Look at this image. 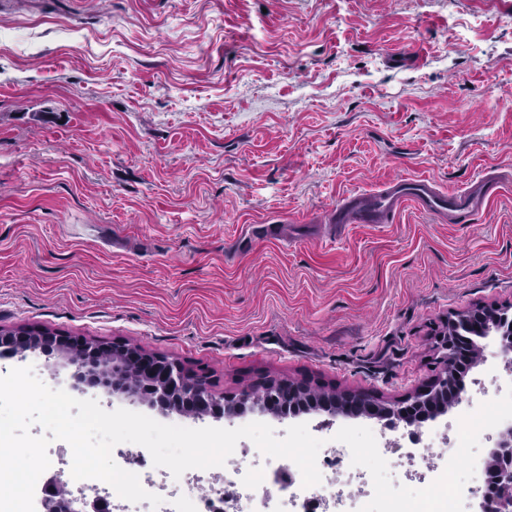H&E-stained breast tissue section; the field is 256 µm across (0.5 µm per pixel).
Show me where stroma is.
<instances>
[{
    "instance_id": "1",
    "label": "stroma",
    "mask_w": 512,
    "mask_h": 512,
    "mask_svg": "<svg viewBox=\"0 0 512 512\" xmlns=\"http://www.w3.org/2000/svg\"><path fill=\"white\" fill-rule=\"evenodd\" d=\"M502 182L447 222L319 234L345 194L400 176ZM248 224H283L227 259ZM512 303V0H0V330L123 342L231 398L271 379L394 402L444 369L450 315ZM461 402L512 398L497 334ZM54 389L166 423L79 383L66 356L0 359ZM360 447L379 418L248 413Z\"/></svg>"
}]
</instances>
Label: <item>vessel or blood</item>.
I'll list each match as a JSON object with an SVG mask.
<instances>
[{
    "mask_svg": "<svg viewBox=\"0 0 512 512\" xmlns=\"http://www.w3.org/2000/svg\"><path fill=\"white\" fill-rule=\"evenodd\" d=\"M495 188L489 180L475 190L446 192L424 177H398L378 190L343 196L333 208L330 222L340 229L349 224H386L407 204L435 215L470 214L486 204ZM282 238V225L254 224L238 237L236 247L242 250L257 239L275 242Z\"/></svg>",
    "mask_w": 512,
    "mask_h": 512,
    "instance_id": "vessel-or-blood-1",
    "label": "vessel or blood"
}]
</instances>
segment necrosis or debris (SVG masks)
<instances>
[{"instance_id": "necrosis-or-debris-1", "label": "necrosis or debris", "mask_w": 512, "mask_h": 512, "mask_svg": "<svg viewBox=\"0 0 512 512\" xmlns=\"http://www.w3.org/2000/svg\"><path fill=\"white\" fill-rule=\"evenodd\" d=\"M511 417L512 402L490 412L470 413L440 451L435 450L428 433L420 430L403 435L400 443H387L382 451L396 453L390 466L400 470L401 482L382 494L373 491L378 480L373 471H346V460L357 456L358 450L344 444L319 452L321 482L311 487L303 485L301 472L291 461L279 463L269 457L253 472L231 457L223 467L190 469L176 478L168 469L154 466L143 453L113 449L115 463L136 473L147 492L161 497V504L155 507L146 501L122 499L106 482L75 480L71 475L73 453L62 448L56 457L62 474L58 500L71 512H80V503L92 496L108 501L111 512H469L484 484L488 460L469 455L468 449L491 423ZM450 455L463 457L466 480L457 479L449 470L446 458ZM342 482L354 483V491L346 495L337 492Z\"/></svg>"}]
</instances>
